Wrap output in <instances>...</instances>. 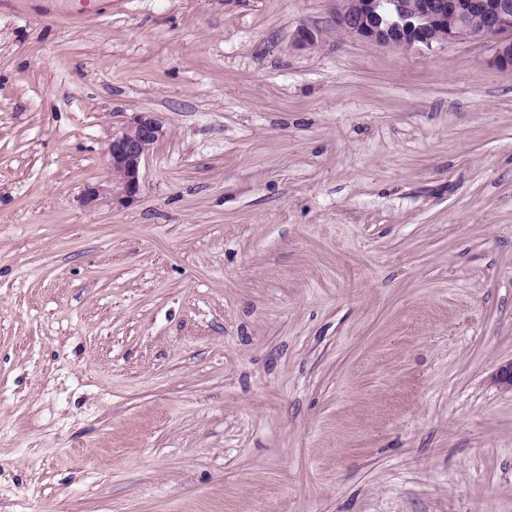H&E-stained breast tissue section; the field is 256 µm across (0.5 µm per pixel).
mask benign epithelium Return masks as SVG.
I'll list each match as a JSON object with an SVG mask.
<instances>
[{"instance_id":"7a95c632","label":"benign epithelium","mask_w":512,"mask_h":512,"mask_svg":"<svg viewBox=\"0 0 512 512\" xmlns=\"http://www.w3.org/2000/svg\"><path fill=\"white\" fill-rule=\"evenodd\" d=\"M336 23L381 46L419 45L427 49L458 41L494 39L492 63L512 68V3L508 0H336ZM167 134L155 112H135L112 133L106 148L108 181L88 187L81 203L93 207L106 198L126 207L141 189V169Z\"/></svg>"}]
</instances>
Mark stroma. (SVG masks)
<instances>
[{
	"mask_svg": "<svg viewBox=\"0 0 512 512\" xmlns=\"http://www.w3.org/2000/svg\"><path fill=\"white\" fill-rule=\"evenodd\" d=\"M99 7L0 5V512H512L491 40ZM134 112L167 128L139 196L82 207Z\"/></svg>",
	"mask_w": 512,
	"mask_h": 512,
	"instance_id": "stroma-1",
	"label": "stroma"
}]
</instances>
